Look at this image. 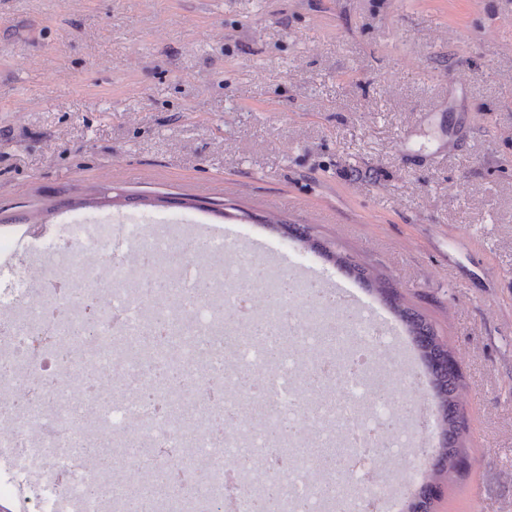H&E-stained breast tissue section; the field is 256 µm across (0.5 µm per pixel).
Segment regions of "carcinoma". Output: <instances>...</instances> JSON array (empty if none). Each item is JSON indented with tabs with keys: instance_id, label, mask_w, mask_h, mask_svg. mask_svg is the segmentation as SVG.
Instances as JSON below:
<instances>
[{
	"instance_id": "obj_1",
	"label": "carcinoma",
	"mask_w": 512,
	"mask_h": 512,
	"mask_svg": "<svg viewBox=\"0 0 512 512\" xmlns=\"http://www.w3.org/2000/svg\"><path fill=\"white\" fill-rule=\"evenodd\" d=\"M276 230L285 238L309 244L312 250L318 252L325 260L336 264L347 276L358 281L367 290L375 291L412 336L438 400L442 441L427 471L425 482L407 504L406 512H431L434 497L441 490L440 478L459 472L465 465V456L459 445L460 434L465 428V417L456 403L460 374L446 344L421 314L402 303L394 289L371 279L365 269L349 257L338 255L313 240L306 227L299 224H280Z\"/></svg>"
}]
</instances>
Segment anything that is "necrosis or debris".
I'll return each mask as SVG.
<instances>
[{
  "mask_svg": "<svg viewBox=\"0 0 512 512\" xmlns=\"http://www.w3.org/2000/svg\"><path fill=\"white\" fill-rule=\"evenodd\" d=\"M185 225L179 219L157 226L139 237L138 250L126 261L115 263L111 225L86 224L78 216L64 224L52 220L37 245L53 251L57 268L75 273L78 288L43 283V269L33 261L20 269L27 289L0 284V447L21 455L49 449L56 458L42 472L45 491L31 512H58L65 495L82 498L83 512H125L124 497H85V482L105 489L119 472L128 488L142 494L146 487L139 476L147 469L182 476L171 495L157 501L155 512H210L223 499L229 479L236 480L242 498H250L258 490L252 481L257 474L279 485L289 501H310L313 512H336L335 497L320 492L330 485L329 475L308 479V465L288 444L258 448L249 458L224 444L215 423L226 406L236 409L237 445L251 442L263 428L262 420L228 392L232 380L224 363L230 357L239 371L267 373L255 401L291 423L298 446H306L309 434L336 433L348 449V474L363 488L355 512H370L377 504L392 512L402 486L423 475L422 469L406 466L415 453L413 412L422 397L414 396L413 412L406 416L375 394L393 380L410 379L411 368L395 351L394 338L369 318L350 324L315 320L304 293L290 300L268 293V313L292 327L289 357H296L299 346H311L316 336L348 338L341 348L319 356L325 390L307 401L295 386L298 365L267 369L259 360L263 340L251 338L250 324L239 318V308L250 303L242 287L244 267L228 273L211 243L197 245L187 261L172 263L177 232ZM77 238L88 244L78 259L70 249ZM193 271L214 285V296L201 300L186 287ZM157 276L175 284L161 299L139 287ZM91 296L98 299L101 317L91 335L72 339L71 328L87 318ZM38 357L51 362L55 382L26 398L15 380ZM172 362L179 371L175 386L158 376L160 367ZM73 445L99 449L111 467L93 469L72 459L66 449ZM378 446L384 449L379 457ZM63 470L74 474L66 487L57 480Z\"/></svg>",
  "mask_w": 512,
  "mask_h": 512,
  "instance_id": "4bbe7bcc",
  "label": "necrosis or debris"
}]
</instances>
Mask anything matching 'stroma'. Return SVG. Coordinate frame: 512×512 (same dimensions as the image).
I'll use <instances>...</instances> for the list:
<instances>
[{
  "mask_svg": "<svg viewBox=\"0 0 512 512\" xmlns=\"http://www.w3.org/2000/svg\"><path fill=\"white\" fill-rule=\"evenodd\" d=\"M64 196L143 230L220 201L316 283L272 222L390 281L461 371L432 512H512V0H0V213Z\"/></svg>",
  "mask_w": 512,
  "mask_h": 512,
  "instance_id": "35a3bbf8",
  "label": "stroma"
}]
</instances>
